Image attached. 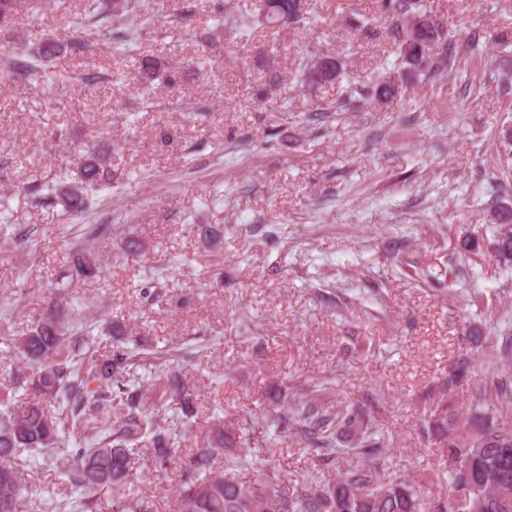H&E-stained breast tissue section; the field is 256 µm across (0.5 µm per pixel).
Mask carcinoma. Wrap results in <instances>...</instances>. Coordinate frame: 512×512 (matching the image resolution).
<instances>
[{
	"label": "carcinoma",
	"mask_w": 512,
	"mask_h": 512,
	"mask_svg": "<svg viewBox=\"0 0 512 512\" xmlns=\"http://www.w3.org/2000/svg\"><path fill=\"white\" fill-rule=\"evenodd\" d=\"M388 2V37L399 67L433 76L442 66L453 67L459 52L473 53L479 42L460 43L451 31L438 26L411 30L398 19V0ZM20 0H0V71L38 81L46 65L59 54L74 59L84 56L88 44L72 38L57 42L29 33L30 43L13 42L15 15ZM138 0H87L85 14L97 24L119 10L136 13ZM269 27L285 14L300 17L297 0H262ZM112 181L105 160L93 153L78 158L74 174L60 179L39 202L59 205L69 214L89 207V191ZM497 255L512 260V233L495 236ZM101 273L99 257L89 251L78 254L73 276L88 279ZM72 311L56 307L49 316L33 323L15 339L14 348L33 366L13 378V388L33 392V398L16 405L8 390H0V512H21L17 461L25 452H38L50 460L66 445L69 423L87 422L85 435L65 449L64 476L79 492L120 489L134 483L146 461L165 468L179 451V421L167 428L154 415L166 398L178 400L184 416L194 412V387L185 376L167 371L148 384L130 378V356L115 351L103 363L86 362L75 352ZM315 384L304 393L282 395L277 427L283 435L303 437L306 450L326 467L343 455L351 456L348 469L323 486L290 490L276 474L274 455L264 457L266 470L250 480L241 477L252 467L253 449L224 447L218 438L196 442L191 471L176 494V512H512V372L506 370L491 381L463 420L441 418L427 426L430 444L442 451L454 468L439 482L431 497L417 494L413 483L398 478L383 481L381 471L389 442L371 416L360 406L319 399ZM54 402L57 415L45 412L41 402ZM117 420H111V415ZM150 435L145 451L131 446L141 435ZM224 455V470H213L215 457Z\"/></svg>",
	"instance_id": "1"
}]
</instances>
